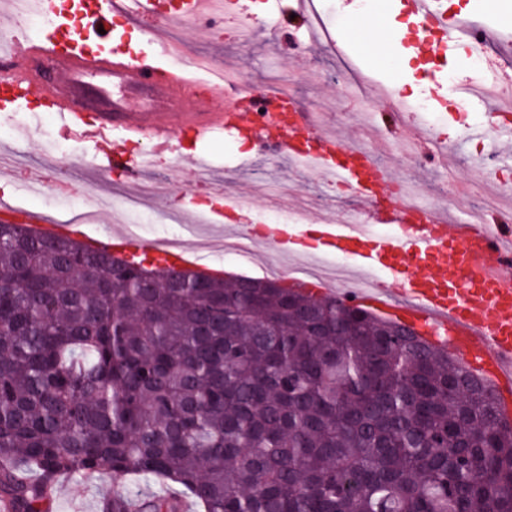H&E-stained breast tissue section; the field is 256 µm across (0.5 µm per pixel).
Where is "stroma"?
Wrapping results in <instances>:
<instances>
[{"label":"stroma","instance_id":"1","mask_svg":"<svg viewBox=\"0 0 512 512\" xmlns=\"http://www.w3.org/2000/svg\"><path fill=\"white\" fill-rule=\"evenodd\" d=\"M293 2L246 0L245 15H257L258 22L253 29L235 39L215 35L216 24L211 20L182 24L176 32L186 42L188 55L202 52L210 57L213 70L232 67L243 73L249 81L250 92L270 90L274 79H286L291 96L301 106L316 112L324 125L349 139L367 141L364 105H371L374 112H381L380 86L396 84L402 79V72L392 66L374 68V83L364 90L339 80L337 74L343 62H350L359 69L369 67L360 45H349L342 35L348 11L360 9L361 0H325L328 29L337 32L338 38L335 47L324 44L312 54L307 51L310 42L307 26L299 24L289 29L280 21L281 13ZM503 2V10L488 13L482 0H443L450 17H481L487 27L497 31L499 41L494 58L475 63L464 48L434 57L429 68L416 71L413 87L404 92L408 100H424L432 105V112L426 115L429 125L457 146L451 165L434 168L420 164L398 165L394 162L395 150L388 147L379 150L375 156L378 166H395L410 191L422 193L424 201L431 205L447 208L451 220L458 224L462 223L464 211L471 204L489 209H512V191L505 186L506 181L512 180V158L499 156L493 142L469 138V127L485 122L488 114L476 103L458 101L453 93L462 80L498 79L496 62L506 58L508 50L512 49V0ZM10 119L15 126L14 132L0 137V165L9 168L13 174L7 193L10 201L42 217L57 216L76 205V194L83 185L100 183L101 162L91 149L74 144L65 156L43 152L44 144L62 141L60 126L53 114L41 115L36 120L23 105L11 114ZM195 153L206 155L214 170L210 181L213 197L233 196L242 190L251 192L253 223L267 224L274 214L287 212L323 224L361 215L354 193L326 187L317 172L301 169L289 178L283 173L284 162L256 144L238 146L236 138L227 133H216L204 140L192 139L187 134L181 137L177 150L160 157L154 173L155 178L169 185L163 206L142 203L132 213L109 193L98 205L103 224L115 226L135 222L162 232L166 226L160 223V216L166 209L177 207L181 210V223L207 222L211 225L213 238L225 236L237 225L238 216L219 214L211 220L188 202L198 180L190 165ZM475 154L485 159L482 170H475L470 165V158ZM477 176L483 180L481 194L465 197V185ZM35 177L55 179L69 185L70 190L56 194L30 192L27 182ZM119 488V483L106 476L85 483H60L54 512H101V500Z\"/></svg>","mask_w":512,"mask_h":512}]
</instances>
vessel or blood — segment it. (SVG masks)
<instances>
[{
    "label": "vessel or blood",
    "instance_id": "vessel-or-blood-1",
    "mask_svg": "<svg viewBox=\"0 0 512 512\" xmlns=\"http://www.w3.org/2000/svg\"><path fill=\"white\" fill-rule=\"evenodd\" d=\"M386 8L408 16L437 49L449 51L462 43L467 19L449 18L440 0H386ZM209 13V0H177L173 5L167 0H68L66 11L51 15L41 35L11 37L7 57L16 76L0 81V107L13 109L28 96L43 97L66 138L91 147L105 173L127 172L133 185L183 132L202 138L228 130L242 139H257L262 148L295 163L312 162L325 179L354 190L367 224L356 230L318 224L307 233L297 224H278L263 237L268 248L285 255L304 242L309 254L347 257L358 275L355 287L338 290L321 280L316 291L337 294L344 303L415 329L424 341L460 357L493 390L500 412L512 418V228L454 224L447 211L433 206L390 203L395 177L376 169L372 145H345L316 131L299 112L285 117L265 112L253 118L258 101L249 94L243 97L246 111L225 106L215 91L230 87L227 71L207 72L196 64L186 74L159 80L142 68L136 50H128L127 61L110 59L113 42L141 19H157L145 41L153 56L166 57L171 53L167 27ZM94 78L111 79L123 89V96L113 98L111 111L85 113L56 95ZM199 81L212 89V97L188 99V84ZM146 87L154 88L158 104L131 111L127 94ZM458 94L481 102L492 114L491 122L470 128V138L512 137V105L498 103L484 87L463 85ZM125 131L150 140L148 151L129 155L121 137ZM26 230L71 238L90 251L121 259L148 252L177 270L224 274L222 266L202 264L189 249L161 250L120 232L90 234L83 225L49 224L40 217Z\"/></svg>",
    "mask_w": 512,
    "mask_h": 512
}]
</instances>
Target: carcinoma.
Wrapping results in <instances>:
<instances>
[{
  "instance_id": "obj_1",
  "label": "carcinoma",
  "mask_w": 512,
  "mask_h": 512,
  "mask_svg": "<svg viewBox=\"0 0 512 512\" xmlns=\"http://www.w3.org/2000/svg\"><path fill=\"white\" fill-rule=\"evenodd\" d=\"M0 224V501L156 480L104 512H512V425L485 384L358 307L205 286Z\"/></svg>"
}]
</instances>
